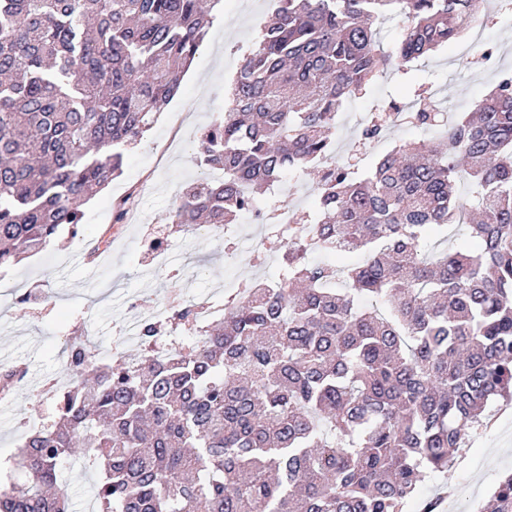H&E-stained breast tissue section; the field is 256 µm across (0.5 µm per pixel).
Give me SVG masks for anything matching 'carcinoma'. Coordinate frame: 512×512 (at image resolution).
Returning a JSON list of instances; mask_svg holds the SVG:
<instances>
[{
    "label": "carcinoma",
    "instance_id": "1",
    "mask_svg": "<svg viewBox=\"0 0 512 512\" xmlns=\"http://www.w3.org/2000/svg\"><path fill=\"white\" fill-rule=\"evenodd\" d=\"M222 0H0V268L44 249L121 174L179 93ZM197 140L223 177L187 185L181 230L233 224L255 193L334 149L349 99L456 40L484 0H276ZM403 21L394 52L377 24ZM479 188L470 202L460 184ZM317 242L333 270L271 238L277 281L243 280L207 339L130 370L83 339L56 420L27 437L0 512H68L59 473L102 472L96 512H404L512 399V73L437 142H404L355 179L321 171ZM464 224L473 249L444 248ZM191 305L147 321L180 330ZM479 512H512V474Z\"/></svg>",
    "mask_w": 512,
    "mask_h": 512
}]
</instances>
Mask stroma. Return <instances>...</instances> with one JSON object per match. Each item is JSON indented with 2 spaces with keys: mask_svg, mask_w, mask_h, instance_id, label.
I'll list each match as a JSON object with an SVG mask.
<instances>
[{
  "mask_svg": "<svg viewBox=\"0 0 512 512\" xmlns=\"http://www.w3.org/2000/svg\"><path fill=\"white\" fill-rule=\"evenodd\" d=\"M272 5V0H224L179 94L141 141L127 149L121 175L83 205L77 235L61 231L43 250L0 270V364L26 370L24 389L0 398L1 475L10 473L26 437V420H54L56 402L39 397L32 388L44 379L64 376L61 350L66 340L84 335L87 325H94L96 345L103 353H136L139 343L117 333L132 297L159 307L189 287L199 295L225 296L242 278H278L279 263L261 269L245 253L227 265L223 242L172 233L168 220L182 184L206 176L198 163L196 141L223 112L228 83L244 54L258 42ZM476 23L484 39L501 50L499 70L512 71V5L493 0ZM413 76L410 82L386 76L351 99L337 143L351 140L355 126L374 105L413 100L418 86L438 90L441 103L472 106L496 82L495 76L476 68L462 38L418 61ZM316 186L315 173L300 174L284 192L260 197L258 204L287 206L295 223L304 224L315 211ZM128 196L133 202L123 223H113V205ZM164 236L170 238L172 249L168 267L161 270L153 264L148 244ZM91 245L98 248L92 258L87 255ZM26 291L34 303L17 302V294ZM489 413L487 428L472 439L465 454L420 489L426 497L440 487L449 488L447 512H476L499 480L512 473V405H492ZM99 479V470L88 464L66 466L60 482L69 512H87Z\"/></svg>",
  "mask_w": 512,
  "mask_h": 512,
  "instance_id": "1",
  "label": "stroma"
}]
</instances>
